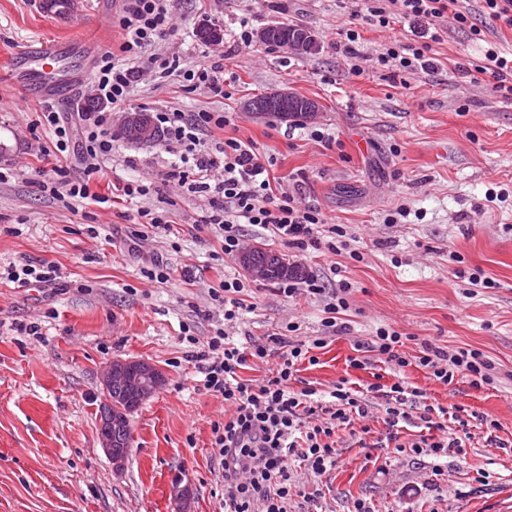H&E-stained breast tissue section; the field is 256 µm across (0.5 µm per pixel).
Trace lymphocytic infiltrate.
Instances as JSON below:
<instances>
[{
    "mask_svg": "<svg viewBox=\"0 0 512 512\" xmlns=\"http://www.w3.org/2000/svg\"><path fill=\"white\" fill-rule=\"evenodd\" d=\"M351 14L353 27L345 31L342 54L358 58V24L392 29L406 20L416 41L404 43L394 36L377 56L380 66L404 72L433 69L428 56L433 44L441 42L449 27L468 31L475 39L484 32L469 12L457 9L458 0H361ZM176 0H124L112 16L122 41L117 50L101 54L95 64L91 87L93 97L112 106L126 104L130 91L144 74L163 79L181 73L191 88L205 87L220 95L224 75L219 66L201 59L181 67L179 59L155 53L157 39L174 31ZM476 73L489 75L492 88L512 99V58L504 55L495 42H488L483 62ZM80 126H73L53 107H45L34 120V127L49 130L53 152L60 161L40 172L36 184L63 208L89 199L90 182L99 176L112 157L111 113H80ZM160 129L167 136L172 159L162 180L174 184L187 195L206 193L208 209L201 222L216 237L221 249L232 256L245 241L241 225L253 224L269 230L289 247L305 251L323 250L336 255L346 232L342 225L326 224L319 211L303 206L297 195L282 187L272 176V162L252 140L227 137L208 144L203 135L230 125L220 112H160ZM244 283L224 279L212 289L211 298L224 308V324L216 328L200 354L207 367L204 387L224 400V420L212 428L211 446L221 459L224 478V512H288L296 479L293 462L322 476L336 464L334 437L367 418L366 395H359L348 379L342 378L329 390L308 386L295 389L292 382L301 364L317 365L318 349L325 338L303 339L299 324L289 323L286 331L241 344L229 330L237 324L244 308L240 294ZM406 337L389 327L377 328L367 343H356V354L349 359L352 369L363 370L371 362L405 368L411 365L428 371L431 379L450 385L464 378L474 389L494 385L495 367L476 349L446 351L421 343L417 354L406 351ZM270 363L268 375L260 380L245 379L241 370L250 363ZM423 435L410 441V450L432 457L433 471H440V458L449 449H461L471 435V420L463 407L423 406L418 415ZM455 437H447L448 428Z\"/></svg>",
    "mask_w": 512,
    "mask_h": 512,
    "instance_id": "f902f5d3",
    "label": "lymphocytic infiltrate"
}]
</instances>
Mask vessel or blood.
I'll return each instance as SVG.
<instances>
[{"instance_id":"vessel-or-blood-1","label":"vessel or blood","mask_w":512,"mask_h":512,"mask_svg":"<svg viewBox=\"0 0 512 512\" xmlns=\"http://www.w3.org/2000/svg\"><path fill=\"white\" fill-rule=\"evenodd\" d=\"M74 44L63 43L59 49L49 52L36 48L28 52L12 66L15 77L24 79L26 87L37 96L53 95L69 99L76 92L72 81V73L67 69L62 59L72 54Z\"/></svg>"}]
</instances>
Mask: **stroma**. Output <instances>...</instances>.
Returning a JSON list of instances; mask_svg holds the SVG:
<instances>
[{
	"label": "stroma",
	"instance_id": "1",
	"mask_svg": "<svg viewBox=\"0 0 512 512\" xmlns=\"http://www.w3.org/2000/svg\"><path fill=\"white\" fill-rule=\"evenodd\" d=\"M41 0H0V267L51 263L52 285L27 287L0 279V512H174V484L191 489L189 512H218L224 501L222 465L211 447L212 425L224 419V400L203 387V364L182 329L204 340L224 321L209 295L224 277L242 280L247 305L236 328L239 342L296 322L305 336L322 333L324 307L339 278L353 285L341 318L348 329L317 350L318 365L302 366L298 380L327 390L340 378L363 389L373 381H404L423 404L464 406L501 425L504 447L473 429L463 452L449 450L440 474L412 452L379 448L386 434L375 406L362 436L336 433V466L317 477L298 468L300 493L288 512H352L365 500L372 512H512V100L487 76L472 78L458 64H479L485 41L512 53V31L488 25L484 41L449 29L433 44L436 67L403 73L374 64L388 30L361 28L360 74L336 45L349 20L348 0H181L176 35L154 50L189 65L200 51L221 65L226 96L181 86L178 76L138 83L124 112L230 113L233 123L215 138L252 139L274 160L285 189L303 205L346 227L351 250L336 256L302 252L258 226L240 227L248 246L283 255L324 284L319 295L296 298L251 277L239 257L194 228L207 203L162 187L175 200L171 232L142 242L131 221L136 205L79 203L59 207L35 184L49 160L29 124L45 104L14 81L8 62L32 47L77 39L90 44L78 61L83 80L121 36L112 14L121 0H79L68 17L44 13ZM254 30L273 24L309 29L319 49L298 53L254 40L232 51L241 19ZM210 24L224 33L209 44L197 37ZM289 91L318 105L312 116L334 145L307 136L300 123L252 112L253 98ZM136 168H126V159ZM170 155L166 140L137 144L118 137L112 159L90 185L110 195L117 179H158ZM405 207V223H386ZM171 279L141 275L153 260ZM338 274H331L330 265ZM482 269L495 285L469 282ZM425 340L444 350L476 349L496 367L498 384L476 390L444 386L414 366L395 372L376 364L349 368L354 345L376 328ZM115 359L144 360L164 383L131 416L132 440L123 470H115L98 440L100 372Z\"/></svg>",
	"mask_w": 512,
	"mask_h": 512
}]
</instances>
